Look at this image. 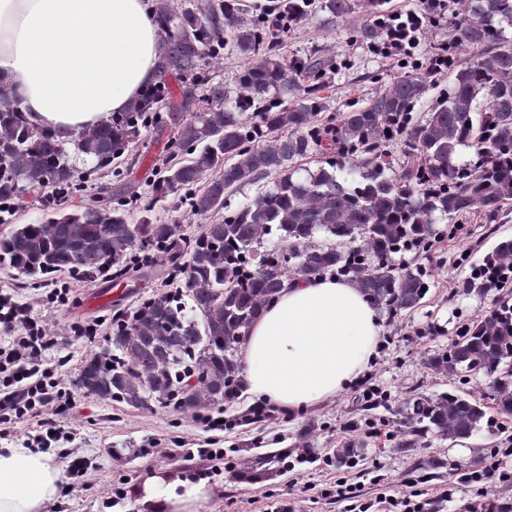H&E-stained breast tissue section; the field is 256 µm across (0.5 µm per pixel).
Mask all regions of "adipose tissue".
<instances>
[{
	"instance_id": "obj_1",
	"label": "adipose tissue",
	"mask_w": 512,
	"mask_h": 512,
	"mask_svg": "<svg viewBox=\"0 0 512 512\" xmlns=\"http://www.w3.org/2000/svg\"><path fill=\"white\" fill-rule=\"evenodd\" d=\"M152 0H0V86L28 119L60 139L111 121L157 79ZM382 313L360 288L324 276L289 280L253 321L244 381L253 402L295 414L345 391L370 362ZM61 465L29 448H0V512H41ZM205 484L153 476L145 501L196 512Z\"/></svg>"
}]
</instances>
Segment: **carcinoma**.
<instances>
[{"label":"carcinoma","instance_id":"obj_1","mask_svg":"<svg viewBox=\"0 0 512 512\" xmlns=\"http://www.w3.org/2000/svg\"><path fill=\"white\" fill-rule=\"evenodd\" d=\"M463 8L433 53L454 58L433 72L429 57H405L401 74L372 97L327 112L332 75L348 66L318 51L280 53L277 35L315 10L332 19L355 10V0H278L246 19L239 0H156L160 31L158 80L112 123L60 142L31 127L11 94L0 89V213L39 193L43 218L19 224L0 238V266L27 278L68 272L123 277L153 249L185 291L143 299L116 316L108 344L87 359L78 386L106 402L140 409L155 401L177 412L203 414L244 390L238 345L260 311L290 275L344 277L390 317L423 304L434 268L395 263L398 254H429L453 234V221L470 213L489 223L512 203V0H461ZM389 0H366L370 19L351 30L381 51L385 23L398 17ZM449 4L419 0L416 14L438 27ZM475 51L465 66L461 49ZM244 59L236 86L210 74L224 51ZM439 89L425 118L414 112ZM169 134L168 161L150 194L132 188L69 209L104 169L119 178L141 134ZM404 146L412 161L395 171L389 147ZM469 150L461 157L463 150ZM325 156L301 177L298 163ZM91 163L81 171L71 162ZM275 176L251 203L231 207L243 184ZM172 200L194 215L218 219L195 237L161 222L155 207ZM323 233L349 247L314 242ZM275 234L282 246L261 252ZM296 256L287 268L283 255ZM512 283V238H500L483 264L462 282L484 294ZM427 367L462 384L485 380V392L416 394L399 410L414 447L432 433L462 442L496 421L512 424V305L505 302L473 321ZM201 379L190 384L196 376ZM356 444L336 449L338 467L354 463Z\"/></svg>","mask_w":512,"mask_h":512}]
</instances>
